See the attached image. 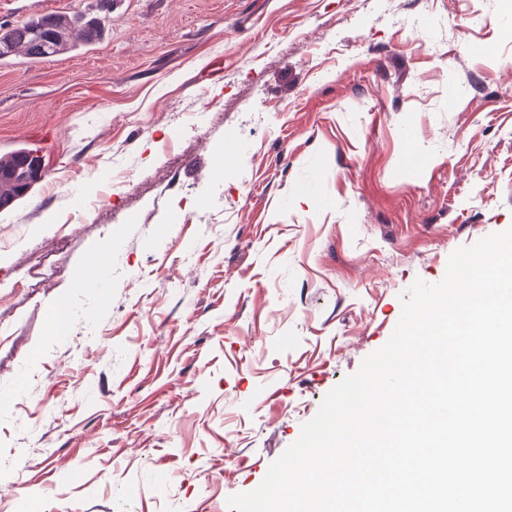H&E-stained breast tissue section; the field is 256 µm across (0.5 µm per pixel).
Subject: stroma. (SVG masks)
Wrapping results in <instances>:
<instances>
[{
	"label": "stroma",
	"mask_w": 512,
	"mask_h": 512,
	"mask_svg": "<svg viewBox=\"0 0 512 512\" xmlns=\"http://www.w3.org/2000/svg\"><path fill=\"white\" fill-rule=\"evenodd\" d=\"M96 2L0 0L76 23L0 59L46 170L0 210V512H229L512 227V0H112L87 47Z\"/></svg>",
	"instance_id": "stroma-1"
}]
</instances>
